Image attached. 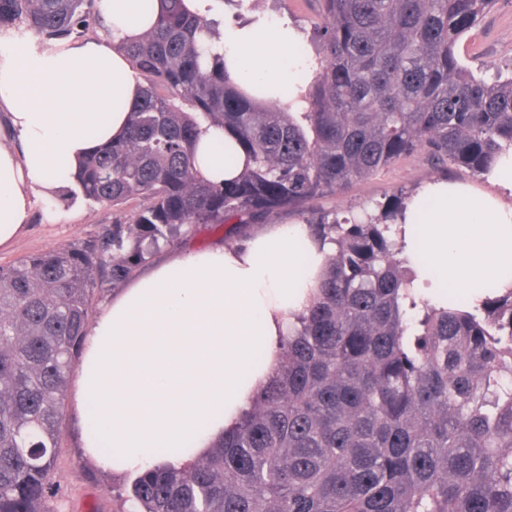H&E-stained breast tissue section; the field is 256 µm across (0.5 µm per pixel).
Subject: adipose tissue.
Segmentation results:
<instances>
[{
    "instance_id": "ef3b65f1",
    "label": "adipose tissue",
    "mask_w": 512,
    "mask_h": 512,
    "mask_svg": "<svg viewBox=\"0 0 512 512\" xmlns=\"http://www.w3.org/2000/svg\"><path fill=\"white\" fill-rule=\"evenodd\" d=\"M101 39L47 45L0 32V248L27 228L39 196L58 190L57 174L77 171L95 149L128 130L143 82L122 43L157 19L141 0H96ZM224 68L262 102L301 108L305 75L317 68L292 19L256 11L225 18L212 42ZM236 146L222 129L201 134L198 174L237 177ZM489 189L433 181L408 200L395 230L414 284L432 304L453 294L480 302L485 290L512 288V153L488 176ZM330 243L308 224H277L234 246L188 249L135 277L102 305L82 342L69 395L81 446L115 473L195 461L239 422L267 385L282 339L307 311Z\"/></svg>"
}]
</instances>
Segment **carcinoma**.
<instances>
[{"label":"carcinoma","instance_id":"obj_1","mask_svg":"<svg viewBox=\"0 0 512 512\" xmlns=\"http://www.w3.org/2000/svg\"><path fill=\"white\" fill-rule=\"evenodd\" d=\"M322 25L306 107L264 105L205 40L221 22L164 0L121 46L144 79L128 132L87 156L78 193L115 221L97 238L0 266V512H57L66 392L92 299L200 224L300 210L403 156L487 176L512 151V71L458 59L496 0H315ZM102 26L95 0H0V27L42 41ZM204 124L247 155L221 184L194 168ZM139 205L126 211L131 200ZM404 203L349 223L279 364L224 441L134 476L136 512H512V288L437 308L392 233Z\"/></svg>","mask_w":512,"mask_h":512}]
</instances>
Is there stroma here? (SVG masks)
<instances>
[{"mask_svg":"<svg viewBox=\"0 0 512 512\" xmlns=\"http://www.w3.org/2000/svg\"><path fill=\"white\" fill-rule=\"evenodd\" d=\"M260 6L287 14L299 23L307 37L306 48L316 51L314 28L320 22L314 0H259ZM461 63L474 73L492 77L497 70L512 66V0H498L479 27L469 31L458 45ZM434 179H446L485 187L486 180L463 168H443L425 155L413 154L397 160L379 173L354 183L344 192L309 202L304 212L278 210L253 224L241 225L239 233L227 227L199 226L182 236L176 250L204 248L214 243L235 244L242 236L261 232L274 224L299 221L301 214L330 213L338 217L360 216L376 212L378 207L400 195L414 193ZM72 181H62L58 192L38 200L27 231L9 248L0 251V265L17 259L63 249L70 244L95 238L102 227L111 224V206L89 204L75 194ZM80 427L74 415H67L61 454L54 476L67 496L58 505L59 512H120L119 501L108 492L119 483L120 475L98 469L83 456L79 444Z\"/></svg>","mask_w":512,"mask_h":512,"instance_id":"1","label":"stroma"}]
</instances>
